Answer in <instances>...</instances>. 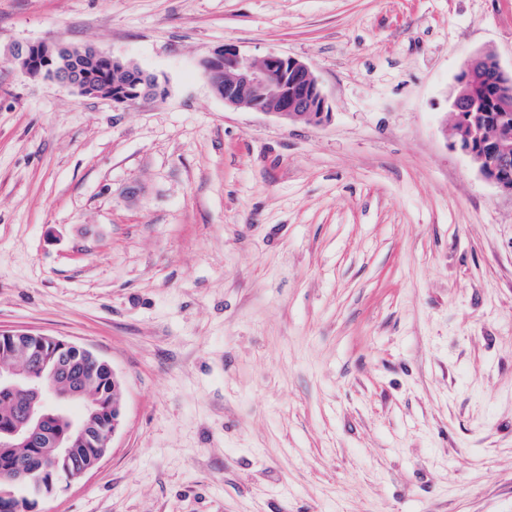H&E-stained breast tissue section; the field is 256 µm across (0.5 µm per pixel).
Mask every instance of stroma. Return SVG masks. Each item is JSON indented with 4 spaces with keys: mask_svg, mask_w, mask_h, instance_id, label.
I'll use <instances>...</instances> for the list:
<instances>
[{
    "mask_svg": "<svg viewBox=\"0 0 512 512\" xmlns=\"http://www.w3.org/2000/svg\"><path fill=\"white\" fill-rule=\"evenodd\" d=\"M64 39L131 105L26 76ZM232 44L322 125L225 106ZM512 0H0V331L92 349L125 422L35 512H512V197L443 133ZM24 73L31 78L47 79L63 84L73 89L81 97H97L112 100L120 104H133L148 96H160L157 82L146 78L145 73L131 62L123 61L112 56V68L122 73L128 83L140 87L135 100L128 101L121 93L99 90L111 88L117 77L110 64L102 60L98 64L95 76V65L102 52L89 47H75L63 41L53 43H28L16 50ZM97 78V80L95 79ZM126 84V85H127ZM200 67L226 106L311 124H323L332 116L312 68L294 57L269 54L254 59L234 45H224Z\"/></svg>",
    "mask_w": 512,
    "mask_h": 512,
    "instance_id": "stroma-1",
    "label": "stroma"
}]
</instances>
